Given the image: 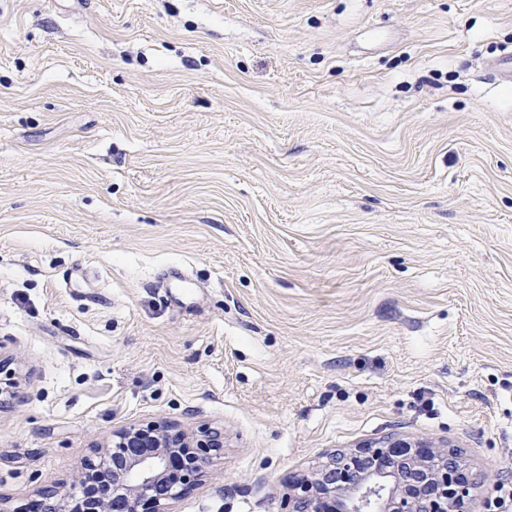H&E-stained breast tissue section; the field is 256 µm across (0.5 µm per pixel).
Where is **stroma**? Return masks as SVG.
<instances>
[{"instance_id":"obj_1","label":"stroma","mask_w":512,"mask_h":512,"mask_svg":"<svg viewBox=\"0 0 512 512\" xmlns=\"http://www.w3.org/2000/svg\"><path fill=\"white\" fill-rule=\"evenodd\" d=\"M512 0H0V503L128 424L223 430L172 512L331 450L512 466ZM193 279L180 296L179 274Z\"/></svg>"}]
</instances>
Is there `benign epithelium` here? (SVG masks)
<instances>
[{
	"instance_id": "obj_1",
	"label": "benign epithelium",
	"mask_w": 512,
	"mask_h": 512,
	"mask_svg": "<svg viewBox=\"0 0 512 512\" xmlns=\"http://www.w3.org/2000/svg\"><path fill=\"white\" fill-rule=\"evenodd\" d=\"M396 436L347 452L322 456L282 499L281 512H323L327 499L336 512H466L479 478H468L457 452ZM191 452L179 480L169 477L171 460ZM224 454V433H201L168 421L130 424L112 431V444L95 446L81 462L80 484L94 474L112 476L108 491L88 500L82 512H169V505L202 480L209 462ZM42 512H71L58 492L39 491Z\"/></svg>"
}]
</instances>
